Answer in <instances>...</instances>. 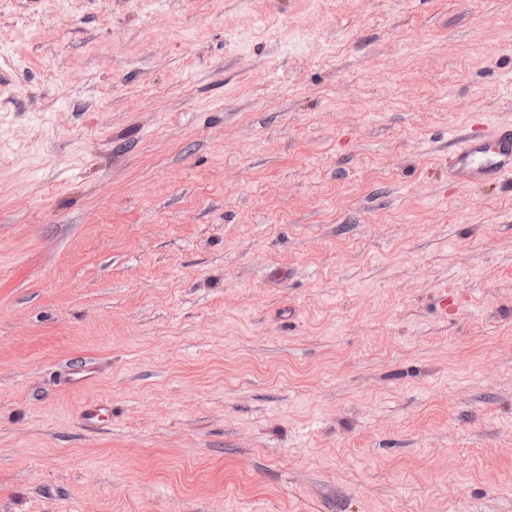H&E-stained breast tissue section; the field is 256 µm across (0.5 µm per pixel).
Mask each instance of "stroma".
I'll return each instance as SVG.
<instances>
[{
    "label": "stroma",
    "mask_w": 512,
    "mask_h": 512,
    "mask_svg": "<svg viewBox=\"0 0 512 512\" xmlns=\"http://www.w3.org/2000/svg\"><path fill=\"white\" fill-rule=\"evenodd\" d=\"M508 122L512 0H0V512H512ZM448 175L461 187L512 183V127L493 124L480 136L460 137L448 156Z\"/></svg>",
    "instance_id": "35a3bbf8"
}]
</instances>
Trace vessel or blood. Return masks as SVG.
I'll return each instance as SVG.
<instances>
[{"mask_svg":"<svg viewBox=\"0 0 512 512\" xmlns=\"http://www.w3.org/2000/svg\"><path fill=\"white\" fill-rule=\"evenodd\" d=\"M448 175L462 187L512 183V127L495 124L481 135L460 137L448 156Z\"/></svg>","mask_w":512,"mask_h":512,"instance_id":"b4317fda","label":"vessel or blood"}]
</instances>
